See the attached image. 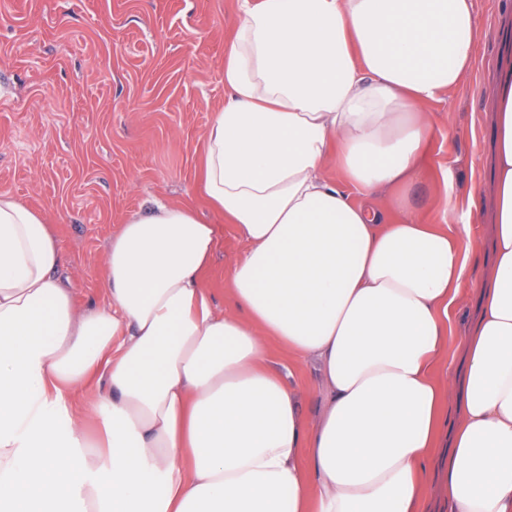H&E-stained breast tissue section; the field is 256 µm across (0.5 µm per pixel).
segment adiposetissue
Returning <instances> with one entry per match:
<instances>
[{"instance_id":"ef3b65f1","label":"adipose tissue","mask_w":512,"mask_h":512,"mask_svg":"<svg viewBox=\"0 0 512 512\" xmlns=\"http://www.w3.org/2000/svg\"><path fill=\"white\" fill-rule=\"evenodd\" d=\"M478 37L474 0H243L200 168L248 245L229 312L192 205L121 224L105 300L82 307L44 215L0 194V512H421L436 368L483 244L451 167L440 223L415 190L425 107L468 79ZM495 98V261L464 336L448 512H512V84ZM274 340L319 370L313 422L266 364Z\"/></svg>"}]
</instances>
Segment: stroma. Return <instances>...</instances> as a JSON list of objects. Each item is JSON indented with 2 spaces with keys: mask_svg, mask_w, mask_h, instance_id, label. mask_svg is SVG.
<instances>
[{
  "mask_svg": "<svg viewBox=\"0 0 512 512\" xmlns=\"http://www.w3.org/2000/svg\"><path fill=\"white\" fill-rule=\"evenodd\" d=\"M242 0H0V194L42 211L63 255L62 277L83 306L102 303L105 255L120 224L155 199L191 203L215 225L203 276L220 311L226 278L247 248L198 190L205 134L224 105V45ZM477 61L466 84L427 105L435 135L425 175L457 174L481 198L472 233L490 244L497 83L512 71V0H476ZM306 420L320 408L312 365L272 345Z\"/></svg>",
  "mask_w": 512,
  "mask_h": 512,
  "instance_id": "1",
  "label": "stroma"
}]
</instances>
